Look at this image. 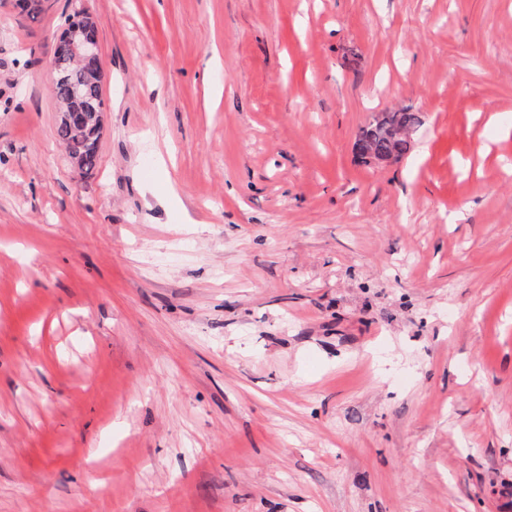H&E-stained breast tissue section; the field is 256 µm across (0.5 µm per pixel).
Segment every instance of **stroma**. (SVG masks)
Listing matches in <instances>:
<instances>
[{"label": "stroma", "instance_id": "35a3bbf8", "mask_svg": "<svg viewBox=\"0 0 512 512\" xmlns=\"http://www.w3.org/2000/svg\"><path fill=\"white\" fill-rule=\"evenodd\" d=\"M0 512H512V0H0ZM88 17L87 13L80 11L75 13L72 19L71 17L68 19V27L74 28L63 32L57 39L52 55L51 69L54 76L56 74L57 78L61 79L59 75L65 72L71 60L73 58L79 59L83 67V73L102 89L103 69L98 37H94L86 30L79 29L88 26ZM83 73L70 68L69 81H58L52 85V94L60 109L58 123L67 124L72 129L93 124L96 125L101 136L104 128L105 107L99 104L94 105L88 97L82 94L79 86L74 88L70 108L67 112H63L72 97L73 85L70 81H83ZM99 110L102 112H96ZM400 115V124L404 126L407 133L399 135L392 128H377V117L364 126L357 138L362 148L368 153L377 157H393L396 161L401 160L412 149V135L421 124V119L416 112L405 108L402 112H385L383 114ZM55 132L58 141L65 145L69 154L74 145L77 152L85 156L86 173L93 171L97 167L98 155L96 148H92V145H85L83 142H78L76 134L70 128L57 125Z\"/></svg>", "mask_w": 512, "mask_h": 512}]
</instances>
